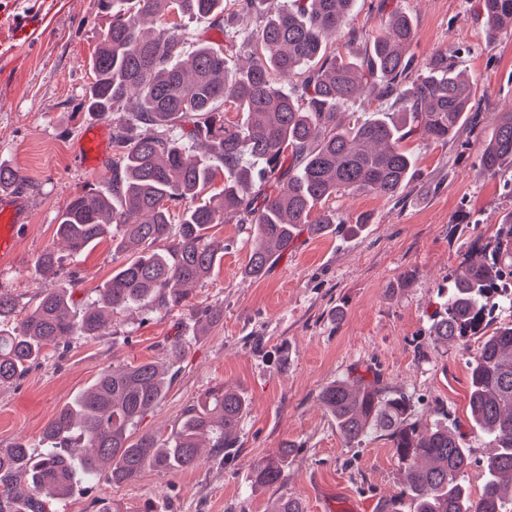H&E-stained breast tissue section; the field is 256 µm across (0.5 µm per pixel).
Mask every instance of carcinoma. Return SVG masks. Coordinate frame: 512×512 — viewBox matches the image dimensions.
I'll use <instances>...</instances> for the list:
<instances>
[{
  "mask_svg": "<svg viewBox=\"0 0 512 512\" xmlns=\"http://www.w3.org/2000/svg\"><path fill=\"white\" fill-rule=\"evenodd\" d=\"M257 2L98 0L111 21L91 58L93 81L83 106L112 117V188L76 193L59 215L57 235L76 266L107 238L126 259L81 311L73 307L74 277L44 289L19 322L17 299L0 292V385L20 381L50 347L101 338L112 315L185 305L188 286L208 279L220 259L210 231L230 212L249 225L245 273L262 277L299 235L336 229V215L316 210L319 204L341 192L398 196L414 174L403 139L446 145L478 107L477 87L455 57L435 54L414 72L409 49L416 30L407 14L392 10L387 26L375 32L349 27L356 0H264L266 18L254 30L243 37L226 33L219 47L201 42L184 58L183 18L208 16L223 29L253 15ZM145 17L159 20L156 31H143ZM481 18L486 35L496 37L512 27V0H482ZM338 37L347 49L365 43L364 52L328 51ZM234 55L249 56L250 66L227 71L225 59ZM366 88L393 111L344 122L341 115ZM229 112L241 119L229 120ZM199 142L207 143L206 160L189 158ZM505 168L512 169V111L502 114L480 157L483 174ZM220 174L224 183L217 188ZM21 181L18 171L0 164L1 190ZM158 243L166 249L155 250ZM60 264L52 248L38 258L47 275ZM511 277L512 218L455 273L448 303L432 322L434 342L460 344L483 332L497 304L512 307L504 288ZM168 383L153 361L101 371L46 425L39 452L17 443L0 455V512H50L48 498L64 497L79 483L104 478L120 485L147 467L192 469L203 461L204 447L229 454L247 409L230 386L187 407L168 437L137 433ZM319 400L347 442L379 428L405 465V485L377 512H512V324L488 334L471 364V420L492 447L477 499L461 482L469 458L460 437L438 421L430 427L411 421L410 398L389 394L380 378L338 380ZM253 473L262 484L281 482L272 459L256 462ZM273 512L304 507L288 494Z\"/></svg>",
  "mask_w": 512,
  "mask_h": 512,
  "instance_id": "1",
  "label": "carcinoma"
}]
</instances>
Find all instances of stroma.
Wrapping results in <instances>:
<instances>
[{
  "mask_svg": "<svg viewBox=\"0 0 512 512\" xmlns=\"http://www.w3.org/2000/svg\"><path fill=\"white\" fill-rule=\"evenodd\" d=\"M412 19L411 52L424 60L456 54L481 99L478 125L464 123L454 142L403 143L415 174L400 196L339 194L324 202L335 213L334 233L300 235L262 278L246 275L251 241L236 215L214 229L224 245L219 267L193 287L186 306L172 312L144 308L117 314L110 333L76 340L18 383L0 386V450L37 446L45 425L98 373L126 363L155 361L172 380L140 431L170 433L184 410L213 387L240 391L248 412L234 459L204 460L191 470L148 468L131 483L78 485L53 512H95L104 499L122 512H268L293 493L305 512H376L398 492L405 469L384 433L347 442L319 400L328 384L351 372H379L388 390L407 394L413 418L438 419L467 448L462 482L472 497L483 492L486 439L470 422V362L482 343L437 346L431 316L448 296L455 270L477 246L492 242L512 215V170L477 173L480 154L499 113L512 109V31L486 40L479 0H390ZM109 18L97 0H58L51 29L0 73V161L24 178L29 201L26 234L11 264L0 266V289L18 296L27 312L51 285L36 266L46 248L62 249L58 216L86 185L108 189L112 163L86 167L78 144L86 130L111 118L84 112L93 79L89 62ZM122 262L104 241L86 254L73 295L75 308ZM408 287H397L403 274ZM186 344L172 354L168 345ZM294 449L274 487L253 482L255 461Z\"/></svg>",
  "mask_w": 512,
  "mask_h": 512,
  "instance_id": "obj_1",
  "label": "stroma"
}]
</instances>
